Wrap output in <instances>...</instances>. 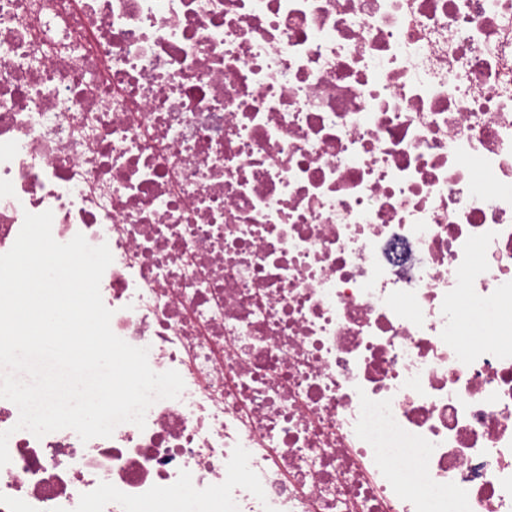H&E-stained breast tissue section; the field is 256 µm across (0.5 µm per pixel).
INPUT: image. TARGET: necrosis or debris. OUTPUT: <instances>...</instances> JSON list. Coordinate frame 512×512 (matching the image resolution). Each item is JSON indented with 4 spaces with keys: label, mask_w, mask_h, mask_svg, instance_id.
Instances as JSON below:
<instances>
[{
    "label": "necrosis or debris",
    "mask_w": 512,
    "mask_h": 512,
    "mask_svg": "<svg viewBox=\"0 0 512 512\" xmlns=\"http://www.w3.org/2000/svg\"><path fill=\"white\" fill-rule=\"evenodd\" d=\"M47 210L184 389L0 399V512H512V0H0V254Z\"/></svg>",
    "instance_id": "1"
}]
</instances>
